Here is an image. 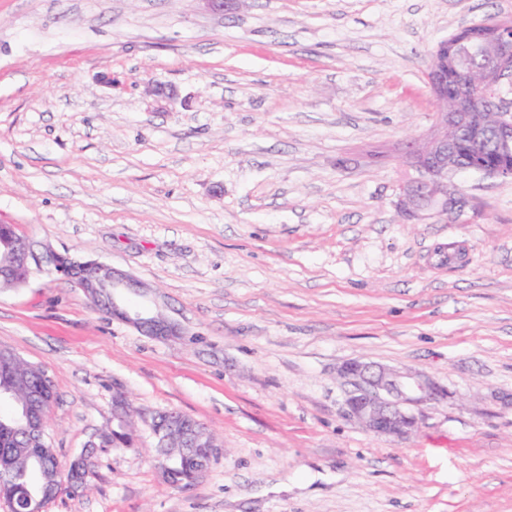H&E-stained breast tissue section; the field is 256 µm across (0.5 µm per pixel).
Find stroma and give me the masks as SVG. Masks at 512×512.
I'll return each instance as SVG.
<instances>
[{
  "mask_svg": "<svg viewBox=\"0 0 512 512\" xmlns=\"http://www.w3.org/2000/svg\"><path fill=\"white\" fill-rule=\"evenodd\" d=\"M512 0H0V223L148 284L95 308L52 266L0 288V347L44 368L48 442L97 451L45 512H512V180L461 171V213L401 221L433 46ZM163 83L170 95L152 91ZM368 360L449 392L395 441L345 414ZM222 453L184 489L151 431ZM133 323L150 336L155 337L173 336L179 332L178 324L158 316L137 317L134 318ZM192 420L188 421L183 418H178L174 421L169 415V412H165L159 414L153 422V432L155 434L159 433L161 436L168 434L171 436V448H166L167 438L161 437L159 434L156 435L159 451L161 450L168 453L159 459L162 476L166 482L169 477L168 481L176 487L189 485L203 477L202 474L196 471L195 467V459L198 456H210L215 460L219 455L218 448L213 444L210 448H203L207 442V431L203 429V427H197L198 421ZM174 422H176L182 435H186L189 448H194L192 452L182 454L183 447H181L182 442L180 434L177 431L169 430ZM172 451L178 453L177 465L172 469L169 475V471L176 460V458L170 454Z\"/></svg>",
  "mask_w": 512,
  "mask_h": 512,
  "instance_id": "obj_1",
  "label": "stroma"
}]
</instances>
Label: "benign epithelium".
<instances>
[{"label":"benign epithelium","mask_w":512,"mask_h":512,"mask_svg":"<svg viewBox=\"0 0 512 512\" xmlns=\"http://www.w3.org/2000/svg\"><path fill=\"white\" fill-rule=\"evenodd\" d=\"M466 39L486 51L488 63L480 70L479 84L464 94L454 93V88L469 85V78L459 65L453 38L440 40L430 52L426 78L437 110L429 131L407 141L405 159L416 176L402 184L397 208L409 217L420 218L431 212L446 215L459 206V199L448 191L450 177L461 170L451 145L454 138L462 136L480 146L487 135L488 112L497 113L496 158L482 163L483 174L512 177V114L501 106L498 96L501 80L512 74V21L474 25ZM12 250L14 263L27 273L49 264L95 306L116 317L125 318L127 313L115 303L114 289L147 288L133 276L97 260L39 252L23 237L12 240ZM134 324L155 337L179 332L178 324L158 316L137 317ZM339 376L347 386L348 416L365 430L394 440H406L414 434L418 427L415 409L447 397V391L433 380L409 369L353 361L341 367ZM176 425L186 435L189 447H205L207 431L197 426V421L179 418Z\"/></svg>","instance_id":"1"}]
</instances>
